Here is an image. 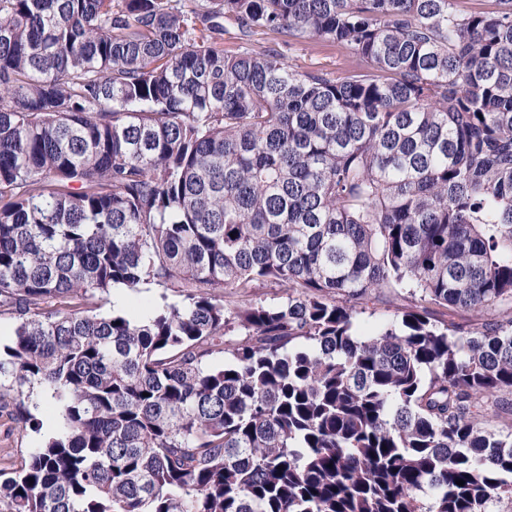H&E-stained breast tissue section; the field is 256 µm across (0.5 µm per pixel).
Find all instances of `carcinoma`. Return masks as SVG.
<instances>
[{
    "label": "carcinoma",
    "mask_w": 512,
    "mask_h": 512,
    "mask_svg": "<svg viewBox=\"0 0 512 512\" xmlns=\"http://www.w3.org/2000/svg\"><path fill=\"white\" fill-rule=\"evenodd\" d=\"M2 315L3 512H512V0H0ZM237 26L224 20V35L221 43L225 50L238 51L245 48L258 49L262 47L275 48L290 59L292 63L302 68H322L333 76H344L346 71L364 64L353 57L348 51L335 45L320 43L293 44L288 47L287 39L273 33L258 31L251 37L240 39ZM161 292V289L154 287L139 290L115 288L109 298L125 313L143 318L160 302ZM37 404L30 406L34 418V424L39 432H28V435L17 439L12 428L14 424L9 416L11 407L0 411V468L10 471L20 465L21 461L28 457L29 453L37 448L43 436L55 430L57 424L56 410L49 402L37 400Z\"/></svg>",
    "instance_id": "1"
}]
</instances>
